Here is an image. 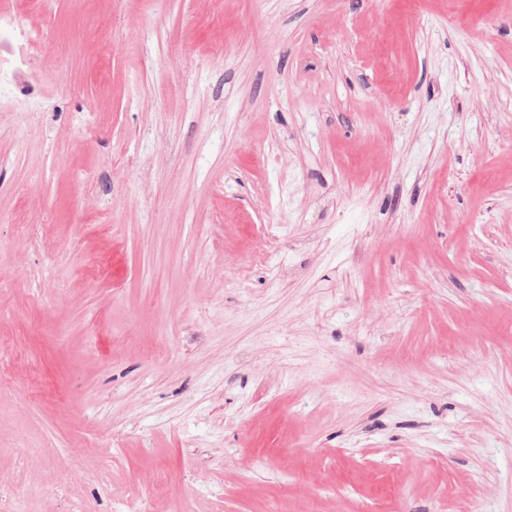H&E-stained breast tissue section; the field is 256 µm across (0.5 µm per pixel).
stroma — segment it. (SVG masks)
Segmentation results:
<instances>
[{
    "label": "stroma",
    "mask_w": 512,
    "mask_h": 512,
    "mask_svg": "<svg viewBox=\"0 0 512 512\" xmlns=\"http://www.w3.org/2000/svg\"><path fill=\"white\" fill-rule=\"evenodd\" d=\"M0 15L1 504L512 512V0Z\"/></svg>",
    "instance_id": "1"
}]
</instances>
